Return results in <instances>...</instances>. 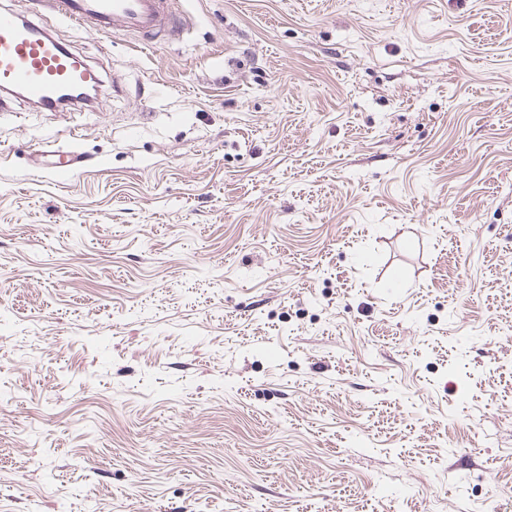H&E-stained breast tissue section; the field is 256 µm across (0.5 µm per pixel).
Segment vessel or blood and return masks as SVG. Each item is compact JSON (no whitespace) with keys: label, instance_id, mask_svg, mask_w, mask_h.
<instances>
[{"label":"vessel or blood","instance_id":"1","mask_svg":"<svg viewBox=\"0 0 512 512\" xmlns=\"http://www.w3.org/2000/svg\"><path fill=\"white\" fill-rule=\"evenodd\" d=\"M41 7L82 27L152 35L179 26L168 0H38ZM87 59L69 49L22 11L0 8V96L21 97L43 112L85 102L99 82ZM86 164L82 154L50 147L37 165L65 177Z\"/></svg>","mask_w":512,"mask_h":512}]
</instances>
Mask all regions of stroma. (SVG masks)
Returning <instances> with one entry per match:
<instances>
[{"mask_svg": "<svg viewBox=\"0 0 512 512\" xmlns=\"http://www.w3.org/2000/svg\"><path fill=\"white\" fill-rule=\"evenodd\" d=\"M171 4L0 111V512H512V0ZM39 157L36 159L39 168L50 169L58 176H69L80 170L86 165L88 159L76 152H61L49 145L47 149L40 151ZM53 157L54 161L49 162V158Z\"/></svg>", "mask_w": 512, "mask_h": 512, "instance_id": "35a3bbf8", "label": "stroma"}]
</instances>
